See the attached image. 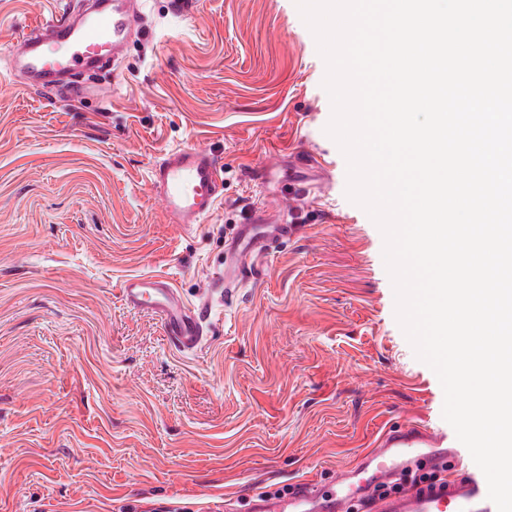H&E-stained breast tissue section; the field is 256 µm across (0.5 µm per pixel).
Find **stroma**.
I'll list each match as a JSON object with an SVG mask.
<instances>
[{
    "instance_id": "stroma-1",
    "label": "stroma",
    "mask_w": 512,
    "mask_h": 512,
    "mask_svg": "<svg viewBox=\"0 0 512 512\" xmlns=\"http://www.w3.org/2000/svg\"><path fill=\"white\" fill-rule=\"evenodd\" d=\"M61 6L0 0V57ZM144 14L118 73L64 95L0 77V512H247L416 416L478 473L396 320L383 236L346 196L295 0ZM175 146L221 166L217 209L189 229L149 181ZM305 152L326 167H299ZM258 210L294 229L225 296L228 241ZM154 275L201 306L197 351L123 301L125 279Z\"/></svg>"
}]
</instances>
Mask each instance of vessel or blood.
<instances>
[{"label": "vessel or blood", "mask_w": 512, "mask_h": 512, "mask_svg": "<svg viewBox=\"0 0 512 512\" xmlns=\"http://www.w3.org/2000/svg\"><path fill=\"white\" fill-rule=\"evenodd\" d=\"M66 6L44 24L24 31L7 55L8 76L40 89L75 74H91L118 58L140 34L142 0H88ZM152 190L168 223L202 224L220 200V168L209 153L191 146L167 150L150 170ZM289 224L266 223L255 215L240 225L224 286L236 285L246 264L269 253ZM124 302L147 308L161 322L174 346L190 352L201 345L205 320L163 277L131 278L121 287ZM250 512H497L485 479L465 475L442 434L426 421L383 430L371 447L329 481H304L288 492L258 493Z\"/></svg>", "instance_id": "1"}]
</instances>
